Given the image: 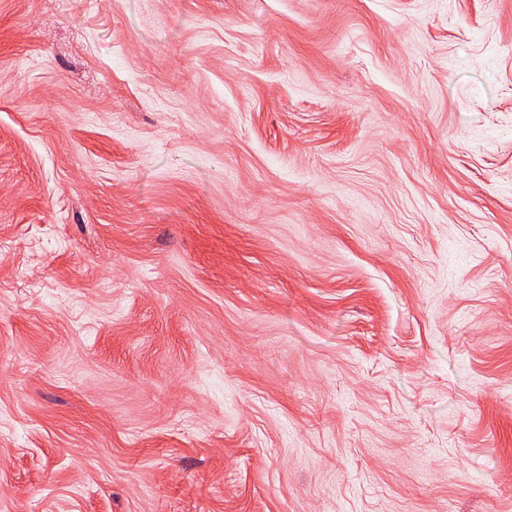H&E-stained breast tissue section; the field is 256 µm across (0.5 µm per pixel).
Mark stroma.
<instances>
[{
	"label": "stroma",
	"instance_id": "35a3bbf8",
	"mask_svg": "<svg viewBox=\"0 0 512 512\" xmlns=\"http://www.w3.org/2000/svg\"><path fill=\"white\" fill-rule=\"evenodd\" d=\"M0 512H512V0H0Z\"/></svg>",
	"mask_w": 512,
	"mask_h": 512
}]
</instances>
